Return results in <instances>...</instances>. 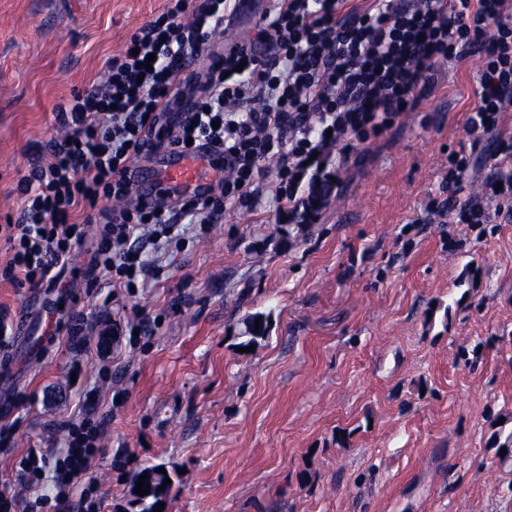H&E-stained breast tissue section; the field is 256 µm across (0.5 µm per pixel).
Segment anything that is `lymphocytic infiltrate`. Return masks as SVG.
I'll return each mask as SVG.
<instances>
[{"label": "lymphocytic infiltrate", "instance_id": "1", "mask_svg": "<svg viewBox=\"0 0 512 512\" xmlns=\"http://www.w3.org/2000/svg\"><path fill=\"white\" fill-rule=\"evenodd\" d=\"M267 2L253 35L227 49L212 37L239 0H167L106 60L101 81L56 106L61 134L20 180L16 223L0 225L10 250L0 279L62 287L73 254L95 237L87 285L111 288L113 336L149 335L150 318L125 300L162 277L187 228L204 239L227 211L262 215L271 204L290 223H316L354 148L414 111L440 66L471 46L481 65L469 147L449 153L423 221H512V0ZM159 148L205 153L223 177L177 205L144 202L133 194L135 164ZM103 436L87 412L67 424L60 452L21 456L0 512H50L97 492ZM49 475L51 496L40 491Z\"/></svg>", "mask_w": 512, "mask_h": 512}]
</instances>
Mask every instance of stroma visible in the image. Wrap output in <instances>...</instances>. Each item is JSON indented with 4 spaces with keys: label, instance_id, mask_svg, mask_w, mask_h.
I'll list each match as a JSON object with an SVG mask.
<instances>
[{
    "label": "stroma",
    "instance_id": "1",
    "mask_svg": "<svg viewBox=\"0 0 512 512\" xmlns=\"http://www.w3.org/2000/svg\"><path fill=\"white\" fill-rule=\"evenodd\" d=\"M166 0H0V225L58 135L54 108L96 82ZM480 57L342 173L315 224L230 212L133 298L144 343L74 347L72 320L111 312L104 288H17L0 309V486L28 449L62 448L100 366L104 512H136L135 472H175L163 512H512V223L420 224L466 143ZM269 336L241 351L245 314Z\"/></svg>",
    "mask_w": 512,
    "mask_h": 512
}]
</instances>
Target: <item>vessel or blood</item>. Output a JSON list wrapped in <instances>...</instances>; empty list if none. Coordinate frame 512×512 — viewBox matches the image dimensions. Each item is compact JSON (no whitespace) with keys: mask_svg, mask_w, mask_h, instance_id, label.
<instances>
[{"mask_svg":"<svg viewBox=\"0 0 512 512\" xmlns=\"http://www.w3.org/2000/svg\"><path fill=\"white\" fill-rule=\"evenodd\" d=\"M157 163L150 170L140 173L138 191L145 200H152L161 192L201 193L212 182L208 163L170 151L156 154Z\"/></svg>","mask_w":512,"mask_h":512,"instance_id":"obj_1","label":"vessel or blood"}]
</instances>
